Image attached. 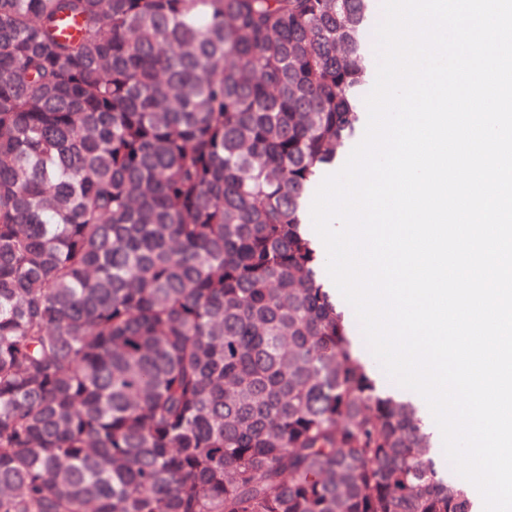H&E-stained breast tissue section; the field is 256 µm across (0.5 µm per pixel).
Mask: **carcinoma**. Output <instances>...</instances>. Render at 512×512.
Here are the masks:
<instances>
[{
    "mask_svg": "<svg viewBox=\"0 0 512 512\" xmlns=\"http://www.w3.org/2000/svg\"><path fill=\"white\" fill-rule=\"evenodd\" d=\"M372 0H0V512H471L318 283Z\"/></svg>",
    "mask_w": 512,
    "mask_h": 512,
    "instance_id": "carcinoma-1",
    "label": "carcinoma"
}]
</instances>
